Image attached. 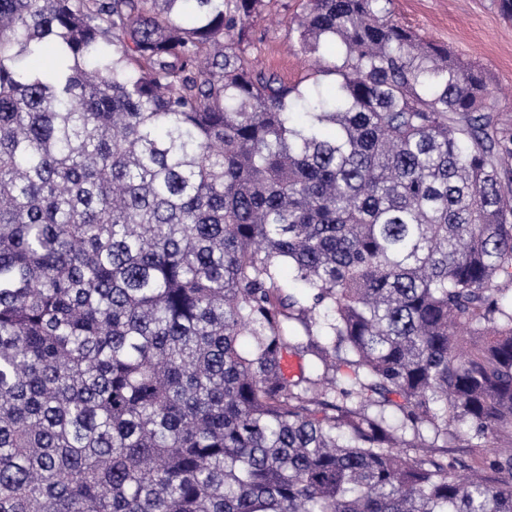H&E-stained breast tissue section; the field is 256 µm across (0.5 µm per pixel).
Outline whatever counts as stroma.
Returning <instances> with one entry per match:
<instances>
[{
    "label": "stroma",
    "instance_id": "1",
    "mask_svg": "<svg viewBox=\"0 0 512 512\" xmlns=\"http://www.w3.org/2000/svg\"><path fill=\"white\" fill-rule=\"evenodd\" d=\"M303 9L304 0H273L270 12L253 23L247 50L291 85L314 67L296 40ZM389 9L395 23L482 66L500 108L512 114V20L500 14L496 0H391Z\"/></svg>",
    "mask_w": 512,
    "mask_h": 512
}]
</instances>
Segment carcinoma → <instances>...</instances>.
Returning a JSON list of instances; mask_svg holds the SVG:
<instances>
[{
	"instance_id": "obj_1",
	"label": "carcinoma",
	"mask_w": 512,
	"mask_h": 512,
	"mask_svg": "<svg viewBox=\"0 0 512 512\" xmlns=\"http://www.w3.org/2000/svg\"><path fill=\"white\" fill-rule=\"evenodd\" d=\"M269 2L0 0V512H512L436 457L512 436V123L382 0L289 86Z\"/></svg>"
}]
</instances>
